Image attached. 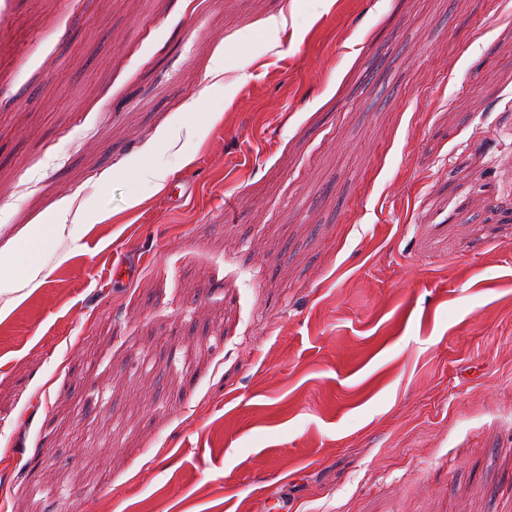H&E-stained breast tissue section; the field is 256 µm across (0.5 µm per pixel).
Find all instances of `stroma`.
Returning a JSON list of instances; mask_svg holds the SVG:
<instances>
[{"mask_svg":"<svg viewBox=\"0 0 512 512\" xmlns=\"http://www.w3.org/2000/svg\"><path fill=\"white\" fill-rule=\"evenodd\" d=\"M68 202L0 512H512V0H0V246Z\"/></svg>","mask_w":512,"mask_h":512,"instance_id":"obj_1","label":"stroma"}]
</instances>
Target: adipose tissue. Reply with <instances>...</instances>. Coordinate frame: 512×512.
Here are the masks:
<instances>
[{"label":"adipose tissue","instance_id":"1","mask_svg":"<svg viewBox=\"0 0 512 512\" xmlns=\"http://www.w3.org/2000/svg\"><path fill=\"white\" fill-rule=\"evenodd\" d=\"M68 210H61L49 224H31L0 248V289L16 292L44 283L47 274L42 256L48 243L71 232Z\"/></svg>","mask_w":512,"mask_h":512}]
</instances>
